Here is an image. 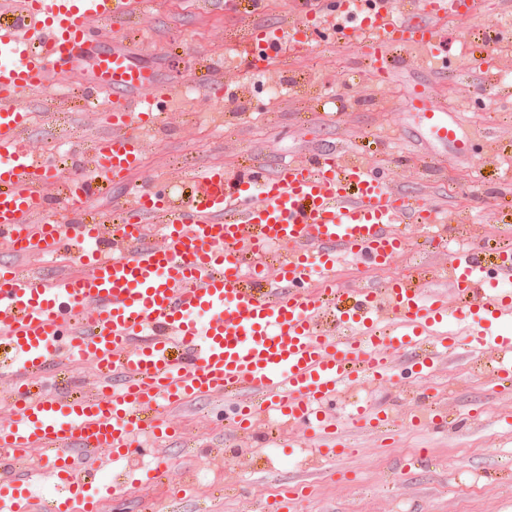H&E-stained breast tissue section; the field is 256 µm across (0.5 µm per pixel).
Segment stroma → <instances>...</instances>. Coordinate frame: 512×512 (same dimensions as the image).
Listing matches in <instances>:
<instances>
[{"label": "stroma", "instance_id": "1", "mask_svg": "<svg viewBox=\"0 0 512 512\" xmlns=\"http://www.w3.org/2000/svg\"><path fill=\"white\" fill-rule=\"evenodd\" d=\"M329 2L223 0L213 13L202 0H146L129 23L133 61L172 86L168 129L146 137L140 171L112 185L95 212L130 205L147 181L182 194L187 177L218 163L273 172L299 153L347 147L411 202L467 212L472 242L500 240L512 229V177L497 172L512 158V28L497 32L506 49L492 68L479 60L490 50L483 34L491 20L512 17V7L479 0L470 19L447 22L448 40L461 50L447 70L433 74L425 53L407 51L394 80L382 84L367 49L345 45L329 25ZM257 23L305 28L304 50L254 66L245 42ZM211 66L230 90L220 101L204 89ZM417 82L436 102L459 105L470 136L464 156L412 135L418 117L408 99ZM40 98L31 147L55 142L63 156L90 150L103 116L86 106L77 83ZM407 234L409 253L382 269L343 265L340 287L400 276L445 289L447 238L429 239L419 224ZM497 357L494 343L475 349L464 341L431 374L393 373L339 395L328 413L344 428L340 443L293 423L271 438L234 431L224 400L197 399L169 412L170 434L157 452L113 464L130 487L104 512H462L474 483L488 492L474 498L473 512H512V387L492 375ZM357 402L375 419L347 424ZM150 462L161 480L146 482Z\"/></svg>", "mask_w": 512, "mask_h": 512}]
</instances>
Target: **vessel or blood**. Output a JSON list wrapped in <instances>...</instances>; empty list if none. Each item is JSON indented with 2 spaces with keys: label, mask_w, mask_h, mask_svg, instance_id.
Wrapping results in <instances>:
<instances>
[{
  "label": "vessel or blood",
  "mask_w": 512,
  "mask_h": 512,
  "mask_svg": "<svg viewBox=\"0 0 512 512\" xmlns=\"http://www.w3.org/2000/svg\"><path fill=\"white\" fill-rule=\"evenodd\" d=\"M467 0H343L339 33L372 50L370 64L394 75L396 53L444 51V15ZM132 0H0V240L36 258L65 253L85 271L45 282L0 266V346L20 362L15 400L0 421V512H16L17 486L38 481L29 461L50 457L57 494L42 512H101L98 475L113 455L157 440L167 426L152 406L178 409L198 397L241 391L277 400L288 422L333 425L323 416L346 385L384 375L395 347L418 349L456 308L459 320L483 313L512 318V293L494 288L512 278V252L482 243L456 257L448 271L457 293L447 302L404 279L341 294L334 280L312 290L314 268L334 271L352 257L375 266L406 253L405 228L432 223V207H411L403 191L369 173L362 162L316 152L274 174L255 168L224 173L210 167L192 177L185 198L139 191L131 219L91 216L92 202L113 181L141 166L145 134L166 125L172 98L155 74L134 64L125 37ZM284 45L263 30L249 49L258 60ZM76 77L83 99L101 106L106 132L93 140L90 161L71 159L67 174L32 151L34 99L50 76ZM420 128L441 144L468 142L457 112L413 92ZM59 183L58 195L45 185ZM82 220L56 227L60 200ZM160 235L162 246L149 238ZM289 246L274 288L259 292L245 278L249 263ZM495 255L494 268L486 258ZM342 316L346 336L321 330L326 307ZM145 343L129 344L137 337ZM499 381L512 382V337L498 345ZM94 360L92 393L31 396L30 380L63 358ZM290 391L280 402L281 391Z\"/></svg>",
  "instance_id": "b4317fda"
}]
</instances>
